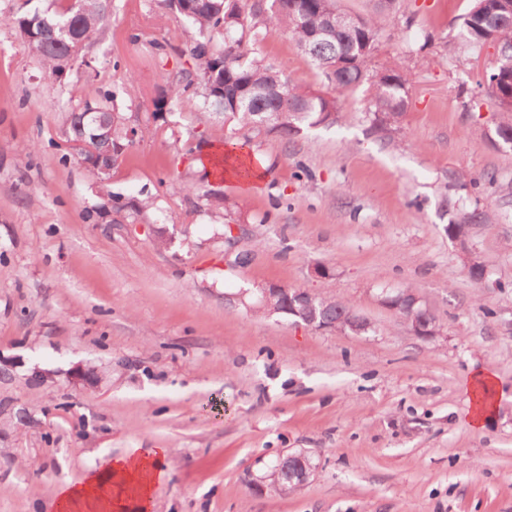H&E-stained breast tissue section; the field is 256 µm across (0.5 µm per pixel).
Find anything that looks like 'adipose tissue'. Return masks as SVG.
<instances>
[{
  "instance_id": "obj_1",
  "label": "adipose tissue",
  "mask_w": 512,
  "mask_h": 512,
  "mask_svg": "<svg viewBox=\"0 0 512 512\" xmlns=\"http://www.w3.org/2000/svg\"><path fill=\"white\" fill-rule=\"evenodd\" d=\"M497 387V376L488 369L477 370L464 383L471 402L467 416L471 428H483L494 418ZM167 470V449L146 455L133 451L89 470L78 483L61 486L52 507L54 512H148Z\"/></svg>"
}]
</instances>
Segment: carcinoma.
Returning a JSON list of instances; mask_svg holds the SVG:
<instances>
[{
    "label": "carcinoma",
    "mask_w": 512,
    "mask_h": 512,
    "mask_svg": "<svg viewBox=\"0 0 512 512\" xmlns=\"http://www.w3.org/2000/svg\"><path fill=\"white\" fill-rule=\"evenodd\" d=\"M112 0H56L52 12L26 14L0 13V27L14 31L39 63L41 78L63 85L72 70L74 57L85 67V83L77 102L66 116L68 139H92L97 130L88 124L87 113L109 114L110 142L116 156H121L136 142L153 132L150 124L130 127L124 115L115 110L113 94L99 85L100 73L82 56L86 43L97 39L104 30ZM371 15L359 16V25L350 27L346 13L337 0H158L179 15L196 33L186 49L177 52L183 58L175 73L160 70L163 88L154 104L153 122L166 121L169 105L182 99L197 98L208 116L220 124L276 133L288 140L306 129L336 122L337 96L351 92L366 80L365 63L375 49L380 31L390 20L395 0H378ZM462 35L467 45L487 43L512 44V18L499 14L498 0H473L462 17ZM289 34L300 49L306 50L316 68L336 91V95L316 94L308 87L291 81L285 72L264 61L257 47L272 33ZM497 83H488L492 98L507 120L496 128L498 138L512 136V108L499 102L500 95L512 96V69L501 71ZM374 90L373 124L378 130L401 123L406 107V79L399 73H377L371 77ZM102 196L112 202V209L125 213L136 224L153 208L154 200L123 202L108 190L109 182L98 181ZM487 213L478 209L463 220L447 227L448 237H463L472 224H482ZM405 291L386 295L397 312L420 322L426 308L409 306ZM295 300V290L283 288L252 306L263 315L277 314ZM311 310L318 319L339 332L362 333L368 320L349 307L330 298L312 295ZM296 461L279 458L267 471L266 481L278 495L295 490L289 482Z\"/></svg>",
    "instance_id": "cac0c4a2"
}]
</instances>
